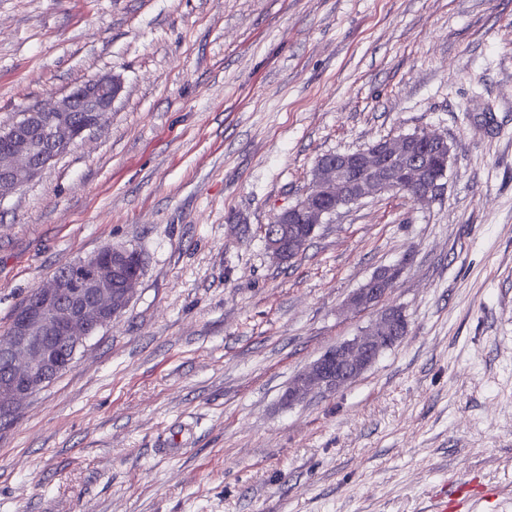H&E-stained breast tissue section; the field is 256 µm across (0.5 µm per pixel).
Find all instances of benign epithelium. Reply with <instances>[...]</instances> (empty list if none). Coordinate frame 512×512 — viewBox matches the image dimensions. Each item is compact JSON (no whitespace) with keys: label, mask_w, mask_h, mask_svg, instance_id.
I'll return each instance as SVG.
<instances>
[{"label":"benign epithelium","mask_w":512,"mask_h":512,"mask_svg":"<svg viewBox=\"0 0 512 512\" xmlns=\"http://www.w3.org/2000/svg\"><path fill=\"white\" fill-rule=\"evenodd\" d=\"M121 92L114 76L88 80L73 88L58 104L31 108L21 114L0 139L12 151L0 153V198L31 181L58 155L112 110ZM88 112L90 124L79 127L71 113ZM420 137L401 134L315 165L305 196L275 215L265 228V243L280 261L301 254L324 219L368 197L407 191L417 202L437 196L446 178L450 155L435 160L427 175L428 158L417 148ZM129 249L106 247L38 285L29 301L19 306L5 337L0 339V363L6 377L0 382V415L6 416L31 394L68 368L91 334L112 323L128 306L139 280L137 266H125ZM401 276L398 269H381L354 293L349 305L365 310L380 305ZM408 318L400 307L388 306L361 333L329 350L298 374L281 397L285 407L302 402L310 393L333 394L355 381L379 356L403 341Z\"/></svg>","instance_id":"7a95c632"}]
</instances>
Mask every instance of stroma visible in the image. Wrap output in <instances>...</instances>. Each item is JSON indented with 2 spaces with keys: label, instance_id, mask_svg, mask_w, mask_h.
<instances>
[{
  "label": "stroma",
  "instance_id": "1",
  "mask_svg": "<svg viewBox=\"0 0 512 512\" xmlns=\"http://www.w3.org/2000/svg\"><path fill=\"white\" fill-rule=\"evenodd\" d=\"M99 126L0 199V335L109 246L124 313L0 423V512H512V0H0V129L96 76ZM432 202L362 200L288 262L262 228L318 159L420 130ZM408 334L287 408L291 380L377 315ZM402 272L398 269H381L354 293L349 305L354 310H365L372 306L380 305Z\"/></svg>",
  "mask_w": 512,
  "mask_h": 512
}]
</instances>
